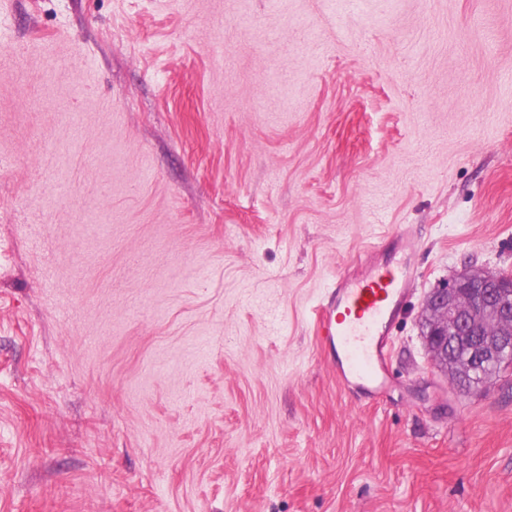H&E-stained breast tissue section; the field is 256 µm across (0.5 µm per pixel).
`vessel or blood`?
Instances as JSON below:
<instances>
[{
  "mask_svg": "<svg viewBox=\"0 0 512 512\" xmlns=\"http://www.w3.org/2000/svg\"><path fill=\"white\" fill-rule=\"evenodd\" d=\"M413 249L410 236L396 235L393 250L401 262L387 269L367 259L357 272L337 276L327 302L313 311L339 382L372 399L383 396L391 380L392 328L416 277Z\"/></svg>",
  "mask_w": 512,
  "mask_h": 512,
  "instance_id": "1",
  "label": "vessel or blood"
}]
</instances>
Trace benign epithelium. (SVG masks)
Listing matches in <instances>:
<instances>
[{"label": "benign epithelium", "instance_id": "benign-epithelium-1", "mask_svg": "<svg viewBox=\"0 0 512 512\" xmlns=\"http://www.w3.org/2000/svg\"><path fill=\"white\" fill-rule=\"evenodd\" d=\"M506 292H512V275L462 270L427 297L432 322L425 345L435 364L448 359L450 344L460 337L470 340L471 361L512 350V309L504 299Z\"/></svg>", "mask_w": 512, "mask_h": 512}]
</instances>
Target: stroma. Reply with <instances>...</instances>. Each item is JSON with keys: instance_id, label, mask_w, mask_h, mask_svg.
<instances>
[{"instance_id": "1", "label": "stroma", "mask_w": 512, "mask_h": 512, "mask_svg": "<svg viewBox=\"0 0 512 512\" xmlns=\"http://www.w3.org/2000/svg\"><path fill=\"white\" fill-rule=\"evenodd\" d=\"M0 512H512V368L422 335L512 273V0H0ZM410 233L391 385L312 310ZM500 369L494 365H475L463 373L451 372L452 382L461 390H469L483 383L492 376L499 374Z\"/></svg>"}]
</instances>
